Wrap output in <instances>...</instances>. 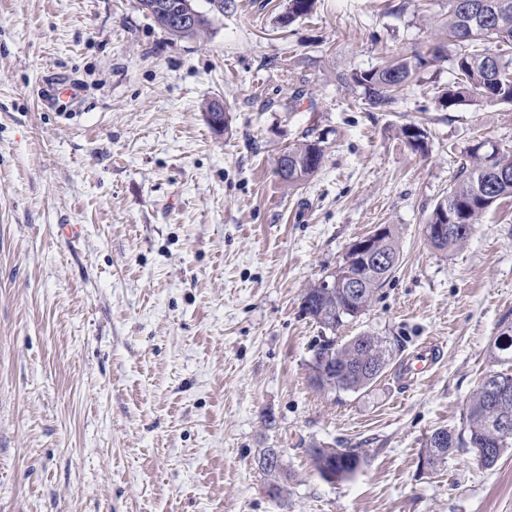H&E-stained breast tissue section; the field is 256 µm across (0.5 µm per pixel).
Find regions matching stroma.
<instances>
[{
	"instance_id": "obj_1",
	"label": "stroma",
	"mask_w": 512,
	"mask_h": 512,
	"mask_svg": "<svg viewBox=\"0 0 512 512\" xmlns=\"http://www.w3.org/2000/svg\"><path fill=\"white\" fill-rule=\"evenodd\" d=\"M284 2L196 0L209 25L176 40L138 0H0V512H512V452L420 463L512 324V204L445 254L425 232L472 146L512 150V105H442L448 0H317L287 27ZM401 53L423 63L387 105L336 79ZM317 138L321 169L282 184L277 151ZM381 225L400 264L338 334L391 364L364 394L318 390L302 295ZM315 443L360 468L324 481ZM404 143L416 153L425 154L427 150V133L415 123H409L400 129ZM274 451L273 448L266 449L260 456L258 464L263 473L268 477L267 485L274 484L276 486L274 492L277 495V501H280L287 487L288 474L284 472V469L282 470L281 464L278 469L274 470L275 466L270 460Z\"/></svg>"
}]
</instances>
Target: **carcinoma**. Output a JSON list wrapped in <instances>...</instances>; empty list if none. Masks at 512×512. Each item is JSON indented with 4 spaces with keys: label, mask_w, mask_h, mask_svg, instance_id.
<instances>
[{
    "label": "carcinoma",
    "mask_w": 512,
    "mask_h": 512,
    "mask_svg": "<svg viewBox=\"0 0 512 512\" xmlns=\"http://www.w3.org/2000/svg\"><path fill=\"white\" fill-rule=\"evenodd\" d=\"M316 0H287L282 16L293 23L297 18L313 12ZM151 20L168 35L190 38L199 34L207 25L206 15L195 11L194 23L189 27L176 26L168 18L153 16ZM445 36L456 47L454 58L458 82L448 87L442 96L446 107L458 106L472 99L512 104V58H504L492 47L505 40H512V0H448V22ZM422 56L400 55L367 71L340 73L337 80L363 88L370 104L381 106L389 103L394 89L411 83L421 65ZM404 143L417 153L427 150V133L415 123L400 129ZM288 182L292 187L308 181L322 167L325 150L321 141H305L287 149ZM491 171L484 170V149L475 145L470 153L469 164L462 167L448 196L434 206L428 223H441L442 214H448V232L428 239L437 251L446 253L461 247L473 232L476 221L493 206L512 202V150L491 148ZM374 249L383 254L388 265L374 274L363 275V263L352 261L340 265L331 273L339 281L351 276H364L358 298L351 301L342 292L326 295L313 284L303 294L310 305L311 318L323 330L336 333L355 318L359 311H366L376 293L390 278L400 260V251L393 228L375 241ZM495 360L502 366L497 372L499 398L479 382L466 404L464 428L454 431L438 428L427 438L423 448L433 468L443 466L448 455L456 448L481 446L489 452L481 459L485 467L494 466L502 454L512 448V435L496 438L499 422L512 421V325L505 327L495 341ZM330 364L322 377H312L320 389L339 392H366L377 383L388 368L390 360L383 340L377 336L362 334L342 345L328 340L315 351L311 363L317 366ZM274 449H266L258 460L259 467L275 485L277 499H282L288 474L274 468L270 460ZM314 469L320 477L334 475L341 482L353 476L360 463V456L351 448H332L317 445L308 452Z\"/></svg>",
    "instance_id": "obj_1"
}]
</instances>
